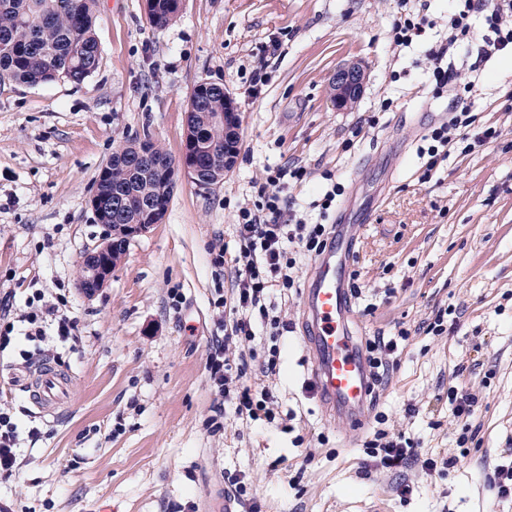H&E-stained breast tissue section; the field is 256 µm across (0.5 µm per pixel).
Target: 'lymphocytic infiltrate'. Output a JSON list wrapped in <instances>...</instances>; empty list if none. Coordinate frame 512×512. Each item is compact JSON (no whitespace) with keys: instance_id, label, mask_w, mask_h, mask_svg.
Segmentation results:
<instances>
[{"instance_id":"f902f5d3","label":"lymphocytic infiltrate","mask_w":512,"mask_h":512,"mask_svg":"<svg viewBox=\"0 0 512 512\" xmlns=\"http://www.w3.org/2000/svg\"><path fill=\"white\" fill-rule=\"evenodd\" d=\"M409 2L398 0V11L391 26L392 42L398 47H409L426 34L425 16L410 7ZM451 3L446 41L431 45L424 52L433 96L438 98L449 93L455 101L447 122L430 130L426 147L419 150L428 173L439 161L449 157L457 141L469 140L480 147L498 136L495 128L477 125L471 105L465 100L472 85L465 81L452 61L457 50L471 40L473 18H481L491 32L476 49V64L512 53V0H451ZM304 175V169L296 166L269 169L258 201L254 206L239 208L236 224L239 249L229 260L236 272L235 284L230 295L219 297L214 303L215 308L227 309L228 314L218 322L223 333L213 340L209 379L222 398L225 410L248 424L275 420L274 395L269 389L258 390L249 384L247 361L233 356L232 351L253 342L258 330H265L271 346L263 370L275 372L281 321L270 314L267 302L274 290L294 286L292 271L297 260L290 251L291 244H300L304 254L313 257L326 249L330 238L328 225L307 223L289 210L288 185L302 180ZM76 328V319L64 312L62 302L47 301L37 292L27 299L26 309L17 321L0 322V345L9 344L17 329L26 341L42 342L52 331L59 338L68 339ZM365 452L378 466L397 470L410 464L417 450L404 433L381 428L366 441Z\"/></svg>"}]
</instances>
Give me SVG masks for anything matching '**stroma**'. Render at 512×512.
Masks as SVG:
<instances>
[{"instance_id":"obj_1","label":"stroma","mask_w":512,"mask_h":512,"mask_svg":"<svg viewBox=\"0 0 512 512\" xmlns=\"http://www.w3.org/2000/svg\"><path fill=\"white\" fill-rule=\"evenodd\" d=\"M397 0H184L168 25L150 23L145 0H96L100 60L83 82L61 78L0 85V296L16 308L35 291L65 295L78 326L49 342L72 377L73 402L51 417L34 409L14 340L0 349V398L19 424V473L0 484V512H512L488 480L512 461V56L482 66L472 98L479 121L500 130L471 151L455 147L428 181L418 149L448 118L415 55L396 51ZM271 79L251 95L253 69ZM366 69L356 106L329 98L336 69ZM203 81L229 91L240 117L238 154L223 183L202 189L178 176L159 224L133 237L108 284L78 286L85 254L104 228L89 204L93 182L117 146L144 136L181 156L191 92ZM391 101L381 112L383 101ZM376 128L353 131L369 116ZM303 167L293 207L311 223L350 210L358 225L350 268L362 290L353 309L363 339L409 338L376 383L372 413L405 432L419 459L389 471L346 428L326 420L309 390L302 290L312 260L300 258L296 286L274 295L288 325L275 373L263 375L267 336L245 346L248 375L269 387L280 423L227 420L211 433L217 404L209 373L218 314L234 271L215 267V249L239 248L236 211L258 199L268 169ZM344 193L327 213L317 203L329 181ZM382 191L372 220L362 218ZM180 305H173L171 291ZM448 330L427 334L439 311ZM476 397L457 416L449 389ZM468 454L440 474L421 459ZM245 477L235 499L226 473ZM411 494L400 495L401 484Z\"/></svg>"}]
</instances>
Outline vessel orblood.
Returning <instances> with one entry per match:
<instances>
[{"label":"vessel or blood","mask_w":512,"mask_h":512,"mask_svg":"<svg viewBox=\"0 0 512 512\" xmlns=\"http://www.w3.org/2000/svg\"><path fill=\"white\" fill-rule=\"evenodd\" d=\"M356 241L349 225L337 224L334 243L311 265L302 293L310 381L327 417L352 431L367 421L372 369L352 326L346 269ZM30 401L41 414L57 416L72 401V379L55 363L44 362L26 375Z\"/></svg>","instance_id":"1"}]
</instances>
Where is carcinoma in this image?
I'll return each mask as SVG.
<instances>
[{
  "instance_id": "1",
  "label": "carcinoma",
  "mask_w": 512,
  "mask_h": 512,
  "mask_svg": "<svg viewBox=\"0 0 512 512\" xmlns=\"http://www.w3.org/2000/svg\"><path fill=\"white\" fill-rule=\"evenodd\" d=\"M95 0H0V83L9 81L35 86L60 78L80 83L98 67L100 52L93 33ZM182 0H146L150 21L163 27L182 11ZM224 111V87L201 83L190 98L187 116L190 131L205 142L208 151L198 154L185 147L176 159L146 137L128 139L103 166L95 180L101 224H137L141 204L160 197L163 205L172 199L176 183L172 168L195 166L203 179L224 180V152L237 151V140L224 138V127L210 116ZM151 151L150 163L130 166L129 156L137 147ZM126 197L128 206L120 219L112 213V195Z\"/></svg>"
}]
</instances>
